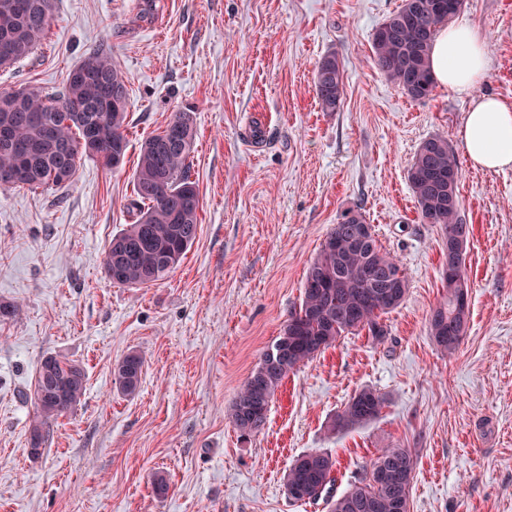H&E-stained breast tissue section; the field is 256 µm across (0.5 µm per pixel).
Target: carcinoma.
Returning a JSON list of instances; mask_svg holds the SVG:
<instances>
[{
    "label": "carcinoma",
    "mask_w": 512,
    "mask_h": 512,
    "mask_svg": "<svg viewBox=\"0 0 512 512\" xmlns=\"http://www.w3.org/2000/svg\"><path fill=\"white\" fill-rule=\"evenodd\" d=\"M464 0H402L375 29L372 52L378 69L406 96L432 95L435 80L429 67L440 28ZM53 0H0V67L30 57L45 39L52 21ZM314 90L325 112L339 109L344 70L334 54L322 58ZM128 89L122 71L102 44L87 53L68 73L58 93L36 88L0 93V129L12 130L0 142V187L62 188L75 175L88 128L97 143L94 158L106 167L121 165L126 149ZM195 139L191 116L177 113L166 127L147 137L133 175L136 220L112 237L102 270L114 284L138 288L163 279L184 258L197 237L200 199L191 180L189 156ZM68 170L65 176L59 175ZM459 167L448 138L425 140L407 171V180L423 223L437 224L443 237L460 230L470 234L457 193ZM459 273H442L445 293L431 311L428 334L446 354L454 353L470 324L465 257ZM408 281L398 261L378 243L362 212L351 210L333 225L308 267L301 302L285 320L271 345L278 358L263 352L227 413L243 436L265 425L276 392L288 375L314 360L336 340L368 330L380 343L387 335L381 316L405 300ZM141 353L131 351L114 366L120 391L133 396L143 373ZM84 367L74 360L46 356L40 362L34 399L37 415L29 428L30 454L48 441L52 424L80 402L86 391ZM384 398L370 388L355 393L331 423L341 431L378 418ZM336 459L327 452L298 456L284 476L288 497L296 502L330 495ZM415 471L410 449L383 448L370 470L338 497L327 499L329 512H409Z\"/></svg>",
    "instance_id": "1"
}]
</instances>
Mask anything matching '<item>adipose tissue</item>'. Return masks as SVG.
Returning a JSON list of instances; mask_svg holds the SVG:
<instances>
[{
	"mask_svg": "<svg viewBox=\"0 0 512 512\" xmlns=\"http://www.w3.org/2000/svg\"><path fill=\"white\" fill-rule=\"evenodd\" d=\"M488 66L480 30L467 22L451 23L437 35L430 56L435 82L459 93L474 90ZM465 157L488 169L512 167V104L491 95L473 102L458 132Z\"/></svg>",
	"mask_w": 512,
	"mask_h": 512,
	"instance_id": "1",
	"label": "adipose tissue"
}]
</instances>
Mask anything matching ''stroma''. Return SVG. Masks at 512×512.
I'll list each match as a JSON object with an SVG mask.
<instances>
[{
    "mask_svg": "<svg viewBox=\"0 0 512 512\" xmlns=\"http://www.w3.org/2000/svg\"><path fill=\"white\" fill-rule=\"evenodd\" d=\"M158 2L142 22L138 0H54L42 48L0 68V92L51 94L105 44L130 98L120 168L85 157L65 187L0 188V302L21 307L0 321V512H328L287 496L292 460L331 453L338 495L394 445L416 459L410 512H512V168L458 161L471 319L451 355L427 331L448 252L407 181L423 141L458 146L473 95L438 86L413 100L377 69L372 34L402 0ZM457 19L487 39L476 93L512 103V0H465ZM330 53L344 69L335 112L314 92ZM178 112L196 131L197 237L157 284H112L103 250L135 219L140 146ZM353 209L399 260L407 297L384 315L383 342L340 337L288 376L263 429L242 437L226 411L299 304L327 232ZM133 350L142 384L126 397L112 369ZM49 355L80 362L87 389L35 458L29 393ZM364 388L384 397L380 416L330 433Z\"/></svg>",
    "mask_w": 512,
    "mask_h": 512,
    "instance_id": "stroma-1",
    "label": "stroma"
}]
</instances>
